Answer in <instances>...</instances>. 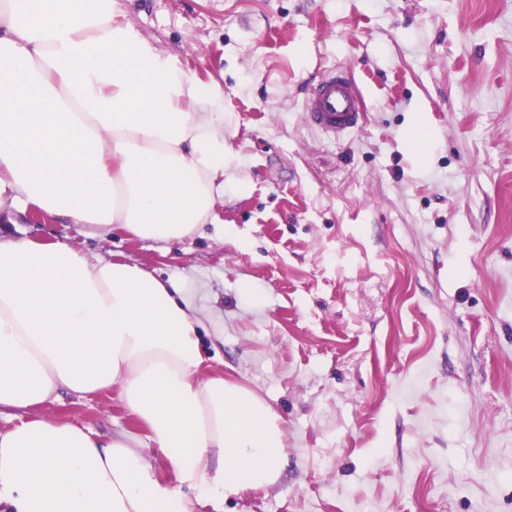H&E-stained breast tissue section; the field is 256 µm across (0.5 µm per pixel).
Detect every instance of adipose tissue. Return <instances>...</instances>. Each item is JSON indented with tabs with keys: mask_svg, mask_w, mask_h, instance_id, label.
I'll use <instances>...</instances> for the list:
<instances>
[{
	"mask_svg": "<svg viewBox=\"0 0 512 512\" xmlns=\"http://www.w3.org/2000/svg\"><path fill=\"white\" fill-rule=\"evenodd\" d=\"M224 87L128 21L124 0H0V205L167 246L219 220ZM179 282L68 242L0 235V503L15 512H194L274 484L283 431L208 371ZM119 388L147 432L35 415ZM166 472L158 474L153 460Z\"/></svg>",
	"mask_w": 512,
	"mask_h": 512,
	"instance_id": "1",
	"label": "adipose tissue"
}]
</instances>
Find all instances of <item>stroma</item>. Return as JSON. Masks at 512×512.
Segmentation results:
<instances>
[{
  "instance_id": "35a3bbf8",
  "label": "stroma",
  "mask_w": 512,
  "mask_h": 512,
  "mask_svg": "<svg viewBox=\"0 0 512 512\" xmlns=\"http://www.w3.org/2000/svg\"><path fill=\"white\" fill-rule=\"evenodd\" d=\"M159 49L224 86L220 225L166 247L0 206L180 281L213 370L284 432L272 486L196 512H512V0H127ZM347 70L361 128L313 127ZM38 414L147 432L118 389ZM304 111L315 127L340 137L363 125L366 98L355 78L337 68L327 71L308 89Z\"/></svg>"
}]
</instances>
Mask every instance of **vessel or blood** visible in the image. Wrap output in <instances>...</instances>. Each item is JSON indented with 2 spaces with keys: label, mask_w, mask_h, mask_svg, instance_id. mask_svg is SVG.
<instances>
[{
  "label": "vessel or blood",
  "mask_w": 512,
  "mask_h": 512,
  "mask_svg": "<svg viewBox=\"0 0 512 512\" xmlns=\"http://www.w3.org/2000/svg\"><path fill=\"white\" fill-rule=\"evenodd\" d=\"M304 110L315 127L340 137L363 125L366 98L355 78L337 68L308 89Z\"/></svg>",
  "instance_id": "b4317fda"
}]
</instances>
